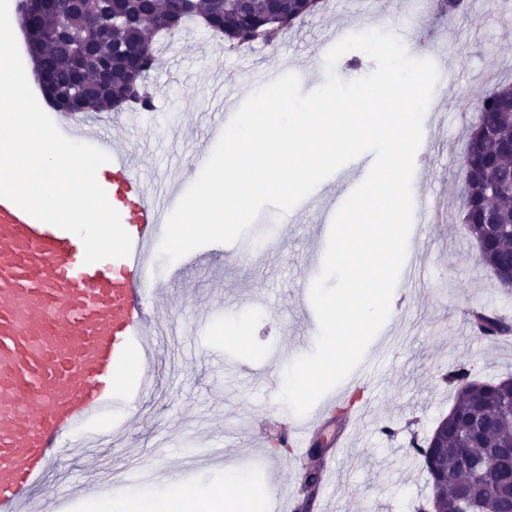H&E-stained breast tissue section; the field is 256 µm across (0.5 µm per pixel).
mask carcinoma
Instances as JSON below:
<instances>
[{"instance_id": "obj_1", "label": "carcinoma", "mask_w": 512, "mask_h": 512, "mask_svg": "<svg viewBox=\"0 0 512 512\" xmlns=\"http://www.w3.org/2000/svg\"><path fill=\"white\" fill-rule=\"evenodd\" d=\"M29 0H20L19 20L27 36L37 77L50 79L45 94L60 112H110L115 106L150 110L145 80L158 63L159 33L150 29L153 15L167 12L168 0H92L101 29L86 30L69 0L28 24ZM315 8L308 0H189L181 19H202L204 27L232 48L261 42L273 45ZM470 129L461 172L464 179L463 224L476 242L478 262L499 275L509 290L512 234L493 232L496 220L512 225V84L490 89ZM478 335L512 334V323L485 309L472 313ZM456 398L448 415L433 430L443 448L430 447L431 437L410 442L419 468L429 476L440 512H459L470 498L483 512H512V496L500 486L512 482V466L485 469L493 448H512V378L479 381L457 368L446 376ZM495 415L494 425L477 431V411Z\"/></svg>"}]
</instances>
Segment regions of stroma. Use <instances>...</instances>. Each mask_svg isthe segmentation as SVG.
Masks as SVG:
<instances>
[{"label": "stroma", "mask_w": 512, "mask_h": 512, "mask_svg": "<svg viewBox=\"0 0 512 512\" xmlns=\"http://www.w3.org/2000/svg\"><path fill=\"white\" fill-rule=\"evenodd\" d=\"M402 26L412 29L409 51L433 61L442 76L431 104L443 117L424 118L413 177L435 203V221L416 247L418 282L395 289L390 316L367 348L375 356L370 381L347 379L331 391L335 401L315 438L330 439L346 425L351 446L341 458L325 459L336 478L315 496L312 512H416L430 489L409 443L429 434L452 406L455 391L445 374L462 364L480 381L512 377V335L487 339L471 329V314L480 308L512 319V292L476 260L462 224L460 173L480 101L494 84L512 81V0H485L464 16L440 15L431 0H372L363 14L349 0H323L275 47L239 50L190 19L149 78L153 108L109 128L133 152L142 176L165 172L187 190L198 159L220 137L209 128L213 81L237 89L242 100L261 87L262 73L291 72L307 93L325 81L336 31L393 33ZM292 216L277 224L273 247L257 263L222 252L192 266L156 260L157 319L178 341L158 351L150 392L132 398L117 391L111 443L94 457L64 455L34 495L39 512H95L128 495V483H105L111 469L124 470L129 480L152 471L159 501L183 485L204 495L223 492L229 467L250 472L266 488L256 512H284L302 499L305 463L293 450L275 451L291 412L273 385L315 347L318 323L299 285L318 275L326 240L319 216L299 210ZM237 328L247 346L237 343ZM386 425L391 433H383Z\"/></svg>", "instance_id": "stroma-1"}]
</instances>
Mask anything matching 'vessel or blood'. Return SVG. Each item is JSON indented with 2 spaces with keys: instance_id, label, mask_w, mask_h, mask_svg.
I'll return each instance as SVG.
<instances>
[{
  "instance_id": "1",
  "label": "vessel or blood",
  "mask_w": 512,
  "mask_h": 512,
  "mask_svg": "<svg viewBox=\"0 0 512 512\" xmlns=\"http://www.w3.org/2000/svg\"><path fill=\"white\" fill-rule=\"evenodd\" d=\"M52 119L110 155L103 188L133 246L128 257L85 263L75 234L0 198V512H22L66 440L96 448L116 371L156 334L148 252L176 196L165 177L145 184L90 115Z\"/></svg>"
}]
</instances>
